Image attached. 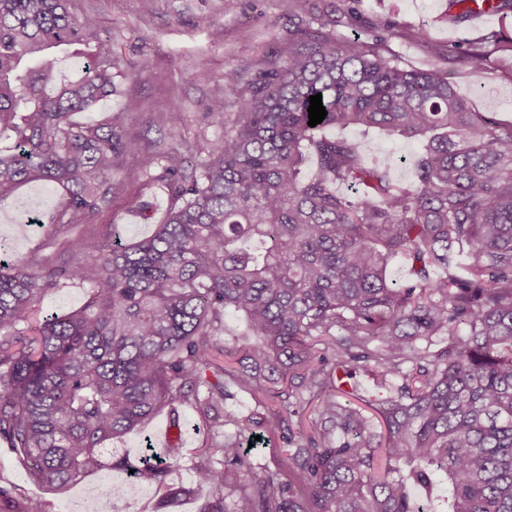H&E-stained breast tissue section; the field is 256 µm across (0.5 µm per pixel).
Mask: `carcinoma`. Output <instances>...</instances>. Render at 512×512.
Masks as SVG:
<instances>
[{"label": "carcinoma", "instance_id": "1", "mask_svg": "<svg viewBox=\"0 0 512 512\" xmlns=\"http://www.w3.org/2000/svg\"><path fill=\"white\" fill-rule=\"evenodd\" d=\"M69 4L0 0V136H13L0 195L53 183V223L88 224L119 158L139 156L174 204L142 240L116 224L96 254L73 239L47 274L0 243V441L29 477L64 492L110 465L161 484L180 445L109 464L102 447L163 409L178 427L190 405L210 428L194 480L214 497L200 512H512V122L475 111L443 68L385 55L400 28L350 38L370 27L354 7L317 8L254 78L224 71L235 130L190 169L176 148L145 156L116 124L71 120L112 95L120 65L78 48L79 76L61 78L55 50L99 35ZM413 36L434 62L475 71L512 53L495 34ZM317 93L327 115L310 127ZM336 127L426 139L412 184ZM67 280L86 287L83 306L33 320ZM230 316L251 342L221 341ZM231 386L251 413L224 410ZM265 435L284 448L273 470L244 448ZM189 493L168 487L158 509Z\"/></svg>", "mask_w": 512, "mask_h": 512}]
</instances>
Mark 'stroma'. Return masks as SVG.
Masks as SVG:
<instances>
[{
	"label": "stroma",
	"mask_w": 512,
	"mask_h": 512,
	"mask_svg": "<svg viewBox=\"0 0 512 512\" xmlns=\"http://www.w3.org/2000/svg\"><path fill=\"white\" fill-rule=\"evenodd\" d=\"M315 3L327 10L336 6V0H237L232 8L225 0H71L74 14L96 17L108 38L107 50L120 57L124 69L114 79L111 96L93 109L75 113L73 120L89 124L110 119L126 136L138 140L144 152L159 154L176 147L191 161L205 160L209 142L229 131L237 118L239 94L225 88V69L235 68L243 79H250L267 56L286 51L289 30L308 20ZM354 7L382 27L426 28L441 43L475 42L489 33L512 38L511 10L475 31L467 18L450 9L448 0H356ZM144 58L152 66L140 75L135 67ZM448 79L476 110L512 122V56L502 58L498 68L480 73L449 69ZM217 98L223 99L224 110L214 115L210 105ZM344 135L368 143L372 158L387 167L394 182L411 183L420 141L372 128H348ZM116 180L111 206L74 231L54 228L50 222L63 201L58 186L22 183L1 197L0 218H11L12 231L19 236L14 244L16 256L28 259L40 271L66 257L76 234L93 246L110 241L116 225L126 241L149 236L170 207L168 188L143 171L132 156L120 159ZM167 423V416L161 414L144 428L112 441L104 451L105 460L138 457ZM180 431L183 456L168 480L193 486L194 492L181 499L174 512H198L212 495L210 489L193 485L194 469L205 461L197 449L206 440L207 429L189 411ZM126 482L125 472L108 466L58 494L34 483L24 465L0 443V489L19 500L41 499L47 512H80V504L96 489Z\"/></svg>",
	"instance_id": "35a3bbf8"
}]
</instances>
